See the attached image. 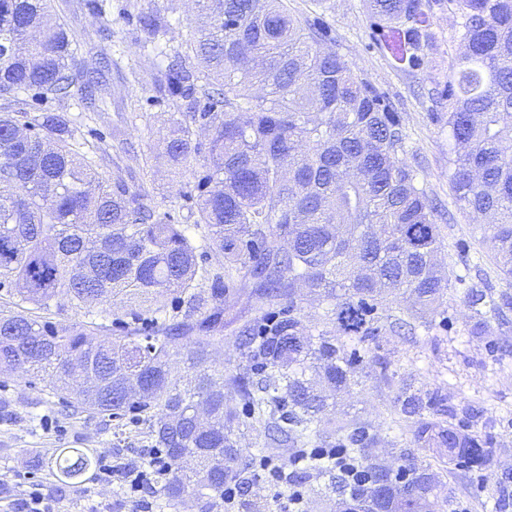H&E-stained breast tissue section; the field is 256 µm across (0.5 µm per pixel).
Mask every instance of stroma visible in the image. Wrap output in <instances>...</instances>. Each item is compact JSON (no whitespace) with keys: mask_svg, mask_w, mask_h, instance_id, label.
I'll list each match as a JSON object with an SVG mask.
<instances>
[{"mask_svg":"<svg viewBox=\"0 0 512 512\" xmlns=\"http://www.w3.org/2000/svg\"><path fill=\"white\" fill-rule=\"evenodd\" d=\"M291 14L322 18L331 29V46L357 75L366 77L392 101L405 134L406 159L419 174L430 203L437 209L441 258L453 271L444 296L447 322L410 334L388 332L366 344L358 385L337 397V412H351L379 432L374 448L381 461L396 465L401 452L438 473L443 492L469 512H512V308L505 320L491 319L487 333L466 330L471 309L466 292L491 287L495 298H512V278L501 275L473 217L456 203L448 179V83L458 45L453 40L459 10L452 0H434L430 42L420 66L398 63L379 39L384 23L372 13L370 0H285ZM77 42L76 62L88 70L108 66L107 84L95 107L78 98L42 99L35 110L64 112L78 137L97 146V170L129 187L148 185L150 205L169 214L173 223L193 225L196 193L191 173L175 174L157 154L165 124L177 109L175 98L161 95L155 82L172 54L183 52L196 32L188 0H55ZM156 10L170 29L162 39L165 55H156L138 39L137 15ZM448 392L465 407L490 442L491 464L469 472L448 464L437 452L417 447L413 426L394 407L402 381ZM153 441L133 415L104 419L72 413L64 401L45 390L43 381L10 376L0 381V512H18L16 500L29 484L41 485L57 512H141L138 499L118 494L116 484L92 476L79 484L60 485L48 469L58 449L87 448L116 461L138 460ZM248 492L231 510L214 505L211 512H245L248 500L266 502L280 512L286 485L249 469Z\"/></svg>","mask_w":512,"mask_h":512,"instance_id":"1","label":"stroma"}]
</instances>
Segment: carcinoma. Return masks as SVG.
I'll return each instance as SVG.
<instances>
[{
  "instance_id": "1",
  "label": "carcinoma",
  "mask_w": 512,
  "mask_h": 512,
  "mask_svg": "<svg viewBox=\"0 0 512 512\" xmlns=\"http://www.w3.org/2000/svg\"><path fill=\"white\" fill-rule=\"evenodd\" d=\"M385 43L409 67L429 42L430 0H373ZM201 20L159 89L181 100L164 155L175 170L199 154L196 245L155 213L144 187L110 182L62 112L0 110V376H48L74 410L146 414L170 475L157 495L210 503L241 479L239 439L261 424L268 444L350 448L371 473L340 512H442L437 474L409 456L398 471L369 454L381 435L358 416L321 429L337 394L358 383L352 342L445 321L453 271L442 267L439 225L405 158L391 102L328 47L331 29L288 13L283 0H195ZM144 42L166 33L156 11L138 16ZM463 47L448 85L450 181L498 269L512 276V0H463ZM76 42L53 0H0V98L34 92L90 100L102 70L74 69ZM224 258L198 262V248ZM248 293L254 317L236 299ZM120 296L125 310L108 306ZM327 302L322 328L300 303ZM468 335L502 316L492 293L471 288ZM402 305L392 314V305ZM68 306L71 325L37 312ZM119 334L109 336L110 327ZM235 327V371L213 366L224 327ZM398 414L419 448H442L460 467L490 461L488 439L448 394L404 387ZM97 460L62 448L51 469L64 485ZM316 493H341L336 463L316 460Z\"/></svg>"
}]
</instances>
